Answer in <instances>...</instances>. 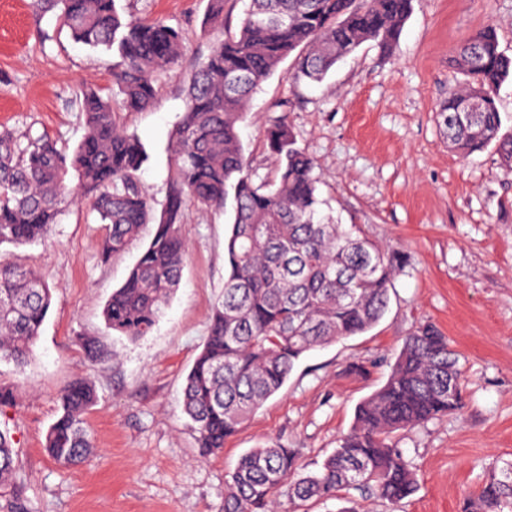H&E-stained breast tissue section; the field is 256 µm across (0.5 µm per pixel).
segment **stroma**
I'll use <instances>...</instances> for the list:
<instances>
[{
	"label": "stroma",
	"instance_id": "stroma-1",
	"mask_svg": "<svg viewBox=\"0 0 512 512\" xmlns=\"http://www.w3.org/2000/svg\"><path fill=\"white\" fill-rule=\"evenodd\" d=\"M246 5L226 0L217 31L202 26L207 0H117L120 11L163 18L186 38L179 66L157 76L155 103L117 113L146 148L140 179L155 201L166 196L169 137L186 107L185 84L222 31H236ZM490 23L512 54V0H414L392 53L365 42L313 85L290 79L288 59L253 96L239 132L258 175L272 171L263 130L287 118L317 164L320 196L333 214L395 248L401 267L376 327L309 353L208 458L198 454L182 391L224 291L227 215L190 210L179 283L152 330L136 339L107 332L101 312L148 234L102 261L103 225L88 206L73 205L47 241L0 246V263L26 264L53 289L31 362L0 363V384L18 390L13 405L0 407V430L17 452L26 512H224L238 459L270 442L295 449L300 472L314 470L348 431L357 403L386 381L405 338L427 323L460 355L464 406L392 435L417 474L415 492L394 505L356 490L305 504L284 496L280 512H340L351 501L366 512H461L492 460L512 458V170L492 147L461 158L436 112L461 80L450 64L454 48ZM111 63L108 52L75 42L53 14H36L30 0H0V126H31L75 147L85 127L74 92L83 83L107 86ZM83 336L99 337L111 361L91 362ZM77 379L97 391L85 416L96 451L66 467L44 441L61 389Z\"/></svg>",
	"mask_w": 512,
	"mask_h": 512
}]
</instances>
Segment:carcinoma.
<instances>
[{"label": "carcinoma", "mask_w": 512, "mask_h": 512, "mask_svg": "<svg viewBox=\"0 0 512 512\" xmlns=\"http://www.w3.org/2000/svg\"><path fill=\"white\" fill-rule=\"evenodd\" d=\"M32 8L54 12L74 41L112 53V95L97 86L80 91L75 102L85 134L71 152L31 126L0 130V245L47 239L63 209L84 201L105 226L104 261L123 252L143 225H154L102 310L107 329L138 338L156 324L181 277L187 211L223 210L232 201L224 292L182 400L199 454L208 457L281 390L306 353L373 329L398 272L395 251L323 212L316 163L285 118L263 133L275 167L271 180L257 176L238 124L256 90L291 55L292 78L319 83L367 41L391 51L413 0H249L237 32L211 44L185 87L186 108L170 135L169 189L159 208L138 176L146 149L117 123L113 97L128 112L152 106L156 76L182 58L183 32L162 20L126 19L116 0H32ZM204 25L224 26V0H208ZM452 65L464 82L436 114L448 146L468 157L493 144L512 170V128L503 131L496 105L497 90L512 80V56L501 48L496 27L467 37ZM51 302L52 288L32 268L0 264V362L21 368L31 361ZM81 343L92 360L112 359L94 339ZM462 378L448 337L431 324L418 327L317 470L296 475L297 453L276 442L253 448L226 486L224 512H278L284 495L308 502L349 489L390 504L411 496L416 475L390 435L459 412ZM60 401L45 448L59 463H82L92 448L84 415L96 391L76 380L60 391ZM17 469L16 451L1 431V487L19 490ZM462 512H512V459L492 464Z\"/></svg>", "instance_id": "obj_1"}]
</instances>
